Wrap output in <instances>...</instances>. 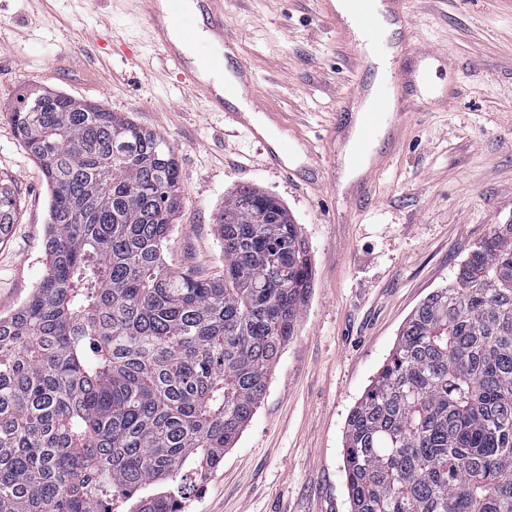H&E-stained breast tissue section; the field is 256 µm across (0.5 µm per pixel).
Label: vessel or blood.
Masks as SVG:
<instances>
[{
	"instance_id": "obj_1",
	"label": "vessel or blood",
	"mask_w": 512,
	"mask_h": 512,
	"mask_svg": "<svg viewBox=\"0 0 512 512\" xmlns=\"http://www.w3.org/2000/svg\"><path fill=\"white\" fill-rule=\"evenodd\" d=\"M150 43L179 69L189 89L198 96L207 111L223 113L225 120L249 134H256L254 115L259 103L250 109L226 111L225 96L250 93L255 75L242 59V48L231 34L224 14V0H196L199 12L190 14L182 9L183 0H144ZM349 14L341 16L332 0H322V10L339 32L348 33L347 44L358 63L359 70L370 68V53H390L392 61L379 78L373 104L356 110L355 103L364 99L368 88L357 83L352 102L345 111L357 112L358 130L349 134L346 146L356 168L363 178L348 205H356L368 198L369 182L392 153L376 149L381 137L391 143L403 142L411 126L409 96L418 89L430 88L432 66L444 59L443 51L422 48L412 41L408 0H348ZM387 10L393 24L399 27L401 38L395 46H388L380 31L379 12ZM232 62L234 72L225 87H216L209 79L212 71H222L225 62Z\"/></svg>"
}]
</instances>
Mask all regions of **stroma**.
<instances>
[{"label": "stroma", "mask_w": 512, "mask_h": 512, "mask_svg": "<svg viewBox=\"0 0 512 512\" xmlns=\"http://www.w3.org/2000/svg\"><path fill=\"white\" fill-rule=\"evenodd\" d=\"M409 10L415 45L448 52L433 80L451 101H415L411 129L373 178L370 201L348 209L336 184L344 152L334 182H308L305 152H323L355 82L350 50L318 0H224L255 72L259 125L280 138L266 118L277 112L303 139L284 172L265 165L260 142L188 97L178 71L149 46L143 14L107 0H0V178L20 204L0 244V316L45 272L49 191L12 120L33 88L101 104L172 145L180 208L163 250L170 268L222 272L215 218L242 185L279 198L310 250L314 282L299 331L188 512H350L352 407L411 312L494 225L512 224V0H410ZM131 49L144 63L134 77Z\"/></svg>", "instance_id": "stroma-1"}]
</instances>
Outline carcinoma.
<instances>
[{
	"label": "carcinoma",
	"mask_w": 512,
	"mask_h": 512,
	"mask_svg": "<svg viewBox=\"0 0 512 512\" xmlns=\"http://www.w3.org/2000/svg\"><path fill=\"white\" fill-rule=\"evenodd\" d=\"M16 134L48 189L45 273L0 317V512H186L253 417L313 288L275 196L216 217L224 275L170 269V143L117 112L32 92ZM17 215L0 180V243ZM351 512H512V224L429 294L351 410Z\"/></svg>",
	"instance_id": "carcinoma-1"
}]
</instances>
